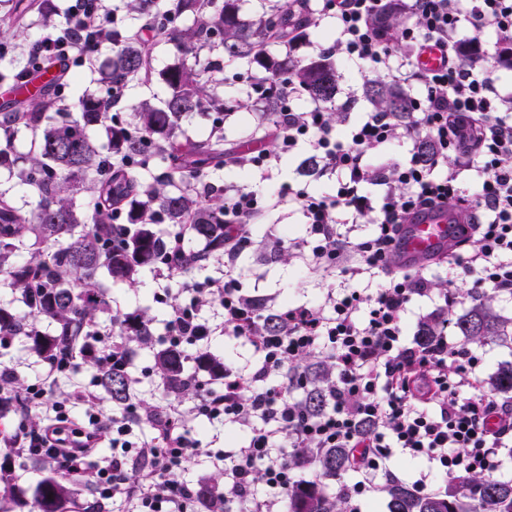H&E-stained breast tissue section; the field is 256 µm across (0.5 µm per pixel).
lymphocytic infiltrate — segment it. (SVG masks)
Wrapping results in <instances>:
<instances>
[{"label":"lymphocytic infiltrate","instance_id":"lymphocytic-infiltrate-1","mask_svg":"<svg viewBox=\"0 0 512 512\" xmlns=\"http://www.w3.org/2000/svg\"><path fill=\"white\" fill-rule=\"evenodd\" d=\"M384 0H319L320 13L336 25L334 52L358 65L386 68L422 86L414 98L413 121L399 129L385 112L365 113L337 133L325 112L298 109L292 85L282 90L290 102L276 133V152L239 153L240 166L261 171L279 155L312 145L336 176L334 194L293 185L281 187L278 206L298 207L307 226L300 250L304 262L325 273H340L345 284L328 289L320 306L279 308L281 331L265 325V311L243 290L236 270L239 255L254 243L251 221L265 213L259 195L242 188L224 207V272L181 279L179 269L194 264L187 253V225L167 233L169 260L164 274L180 279L181 299L172 303L163 340L174 348L204 354L210 336L221 333L249 345L256 359L228 366L223 377L199 379L192 406L172 401L156 408L142 401L120 413L105 411L91 386L64 396L54 385L64 369L48 364L26 384L20 400L0 389V412L13 416L18 436L10 438L15 458L45 461L62 476L79 477L82 490L97 501L118 502L125 512H196L195 486L184 477L200 453L193 424L204 417L246 430L245 443L216 452L223 466L225 501L244 512H283L298 482L293 449L355 448L360 480L343 486L345 502L373 496L376 474L405 455L445 474H493L503 465L502 448L512 442V400L474 392L480 357L448 340L446 304L460 277L472 296L512 297V101L490 77L496 61L483 55L479 35L486 28L512 37V0H403L407 22L400 43H385L376 27ZM67 27L35 44L36 56L64 61L99 50L101 30L117 23L102 0H71ZM438 49L437 68L422 66L427 49ZM426 138L436 146L432 167L415 156L370 167L368 150L399 138ZM469 173L476 191L464 188ZM381 187L378 198L366 186ZM447 211L456 241L447 255L450 270L435 282L426 266L403 262L398 240L405 225L433 210ZM371 230L357 239L339 232L347 223ZM368 277L369 286H351ZM442 297L435 311L437 331L407 343L405 317L419 298ZM221 316H201L204 304ZM315 357L332 368L330 405L311 417L299 405L291 376L299 362ZM152 432L139 434L142 424ZM109 453L90 461L91 452Z\"/></svg>","mask_w":512,"mask_h":512}]
</instances>
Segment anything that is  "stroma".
<instances>
[{
	"mask_svg": "<svg viewBox=\"0 0 512 512\" xmlns=\"http://www.w3.org/2000/svg\"><path fill=\"white\" fill-rule=\"evenodd\" d=\"M153 73L149 83L132 84L126 91V106L120 109L121 120H131L130 107L144 98L162 99L166 94V86L162 74L168 68L181 63L183 54L174 44L162 43L154 47ZM336 64L343 76L341 100L351 103L350 121L359 120L365 106L360 98L361 87L365 78L374 76V69L358 67L347 61L344 56H337ZM310 145H302L295 154L283 156L275 164L267 177H260L258 172L250 169L235 171L220 170L212 172L213 183L224 187H249L256 190L261 197L267 198L276 193L281 185L300 183L307 184L309 190L332 193L336 185L334 174L327 173L316 180L303 181L296 172L301 157L312 154ZM306 236V226L297 208L284 207L269 211L264 223L256 225L255 241L285 238L293 242H301ZM238 271L247 294L268 298L270 305L280 307L284 304L306 303L319 304L328 289L339 287L343 281L341 274L316 273L295 257L268 264L260 261L256 251L241 255L237 261ZM103 285L114 310L126 313L138 309L146 310L155 320L156 329H163L169 318L170 305L159 298L162 281L158 274L146 272L141 274L135 285L115 283L104 280ZM153 350L149 347L140 348L133 362L132 371L140 382L135 390L139 397L155 406H163L168 397L163 391L162 382L152 374ZM51 467L48 463L26 462L14 470L16 494L13 499L0 501V512H23L27 502L34 497L39 485L49 475Z\"/></svg>",
	"mask_w": 512,
	"mask_h": 512,
	"instance_id": "35a3bbf8",
	"label": "stroma"
}]
</instances>
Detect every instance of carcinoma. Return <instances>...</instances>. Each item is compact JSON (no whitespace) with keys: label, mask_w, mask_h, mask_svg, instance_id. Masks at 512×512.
Masks as SVG:
<instances>
[{"label":"carcinoma","mask_w":512,"mask_h":512,"mask_svg":"<svg viewBox=\"0 0 512 512\" xmlns=\"http://www.w3.org/2000/svg\"><path fill=\"white\" fill-rule=\"evenodd\" d=\"M243 0H126L131 23L107 28L105 40L112 51L98 70L96 84L106 96L83 91L68 108L57 101V78L50 79L39 97L0 106V172L17 179L38 194L35 206L16 205L9 190L0 191V271L7 272L9 287L19 294L24 311L0 306V334L25 336L31 349L46 360L70 362L71 350L92 335L98 314L106 309L100 272L114 282L134 283L138 275L156 270L167 250V237L158 228L189 224V238L204 244L201 253L224 252V189L206 180L212 170L236 167L240 149L224 135L195 138L182 122L195 114H211L221 124L231 113L223 83L210 54L219 52L229 63L245 62L256 80L238 108L255 114L250 135L274 142V129L286 98L275 84L291 83L308 102L327 112L331 122H344L336 109L339 74L333 57L311 55L296 60L292 53L309 41L316 13L309 0H261V11L246 15ZM36 17L45 29L61 28L56 0H11L0 14V30L7 31L27 17ZM406 12L402 0H385L378 26L383 36L399 43ZM190 20L192 24L183 25ZM169 39L193 58L164 74L167 94L155 104L142 100L134 106L136 122L129 126L103 109V98L112 107L125 102V90L134 79L151 71L149 43ZM32 68L3 63L0 82L14 86L28 81ZM363 99L374 110L392 115L399 125L413 115V99L395 83L368 78ZM99 129L105 142L90 132ZM35 136L26 153H16L17 137ZM416 157L431 164L435 149L422 138L414 145ZM123 205L121 221L129 233L112 243L118 225L112 223V205ZM39 248L28 260L16 261L27 240ZM52 326L44 332L37 322ZM128 344L147 345L154 336V318L136 310L113 318ZM453 325L467 342L512 341V320L493 309V298L476 300ZM187 358L178 349L154 354V369L166 389L186 394L183 379ZM325 367L310 360L301 367L297 397L311 413L326 404L323 393ZM97 382L117 407L131 398L129 370L116 364L96 371ZM493 391L512 396V362L501 365L490 378ZM305 467L318 480L290 492L288 512H346L343 501L327 491L324 480L341 479L353 471L349 448H326L305 453ZM77 480L51 475L40 484L28 512H70L77 495ZM388 512H512V481L490 476L466 475L448 482L432 494H416L409 487L386 481ZM216 486L197 488L198 512H233V506L213 509Z\"/></svg>","instance_id":"carcinoma-1"}]
</instances>
